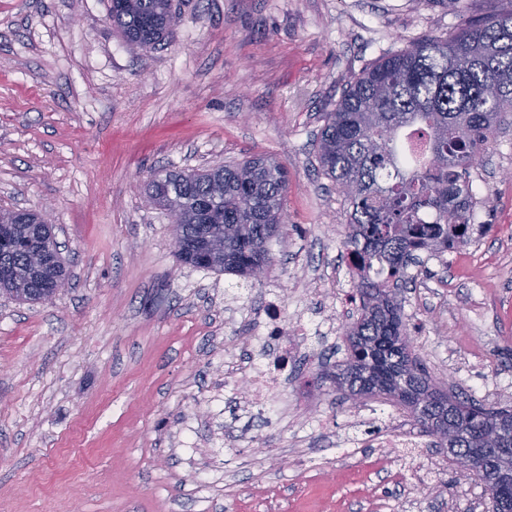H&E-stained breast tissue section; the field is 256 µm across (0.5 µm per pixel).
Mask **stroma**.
<instances>
[{"mask_svg":"<svg viewBox=\"0 0 512 512\" xmlns=\"http://www.w3.org/2000/svg\"><path fill=\"white\" fill-rule=\"evenodd\" d=\"M150 53L109 0H0V209L50 214L69 281L0 295V512H486L447 451L384 448L331 382L356 317L347 204L315 141L362 70L512 0H174ZM268 157L285 224L258 279L180 264L154 173ZM467 245L398 291L410 348L444 386L512 407V127L470 174ZM313 332L281 423L249 413L224 359L255 351L261 297Z\"/></svg>","mask_w":512,"mask_h":512,"instance_id":"1","label":"stroma"}]
</instances>
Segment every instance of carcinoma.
I'll list each match as a JSON object with an SVG mask.
<instances>
[{
  "label": "carcinoma",
  "mask_w": 512,
  "mask_h": 512,
  "mask_svg": "<svg viewBox=\"0 0 512 512\" xmlns=\"http://www.w3.org/2000/svg\"><path fill=\"white\" fill-rule=\"evenodd\" d=\"M113 26L124 41L153 49L175 21L173 0H110ZM512 125V13L491 15L446 37H425L381 58L350 84L325 114L316 142L324 175L350 207L344 241L358 278L360 307L347 331L345 358L331 379L352 399L369 386L406 411L434 445L477 448V477L487 486L512 469V413L465 393L444 401L408 347L396 288L406 280L413 252L442 253L470 241L475 196L469 174L498 131ZM149 200L168 211L174 235L197 240L201 224H219L224 253L199 260L202 245L176 254L194 267L254 277L255 260L271 265L268 243L283 220L288 171L265 157L232 166L154 176ZM12 243L0 247V292L33 303L44 285L67 280L63 259L37 271L32 257L54 239L39 214L10 225ZM408 377L416 398L400 399L395 384Z\"/></svg>",
  "instance_id": "carcinoma-1"
}]
</instances>
